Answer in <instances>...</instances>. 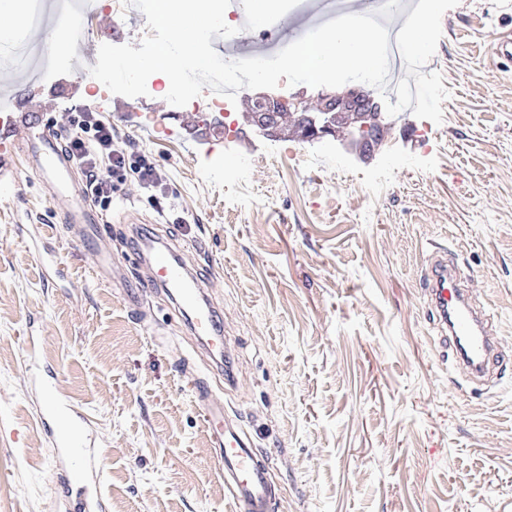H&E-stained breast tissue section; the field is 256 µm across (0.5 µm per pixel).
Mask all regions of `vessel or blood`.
Listing matches in <instances>:
<instances>
[{"mask_svg": "<svg viewBox=\"0 0 512 512\" xmlns=\"http://www.w3.org/2000/svg\"><path fill=\"white\" fill-rule=\"evenodd\" d=\"M217 45L225 57L235 60L253 55L245 31L218 40ZM48 61L47 55L39 54L0 77V100L8 102L20 116L19 122L0 127V141H10L30 167L39 171L53 196L65 200L62 224L80 226L79 242L87 247L101 237V220L86 206L89 193L84 182L73 178L75 166L61 139L62 125L55 118L29 111L17 91L19 82L35 83ZM136 259L146 270L137 288L126 277L117 276L111 255L97 254L93 272L108 284H120L131 303L143 287L165 293L199 345L208 353L223 355V330L208 297L207 283L198 277L185 255L153 236L137 240ZM459 283L456 268L444 261L436 262L428 279V305L439 315L443 333L450 335L456 361L466 365L473 377L485 378L493 375L496 359L485 339L491 316L470 303ZM26 351L31 389L42 399L39 420L54 449L53 465L63 476L61 512H106L107 501L101 493L103 453L91 434L90 419L58 389L56 375L43 363L38 337H27ZM194 398L208 423L211 445L220 452L224 492L232 512H270L273 496L269 472L257 456L252 435L228 419L223 398L204 378H195ZM87 485L94 486L93 495L72 497V488Z\"/></svg>", "mask_w": 512, "mask_h": 512, "instance_id": "vessel-or-blood-1", "label": "vessel or blood"}]
</instances>
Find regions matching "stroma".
<instances>
[{
    "mask_svg": "<svg viewBox=\"0 0 512 512\" xmlns=\"http://www.w3.org/2000/svg\"><path fill=\"white\" fill-rule=\"evenodd\" d=\"M425 72L449 96L442 123L404 110L368 159L348 138L263 136L229 106L224 138L206 96L169 104L112 94L72 67L68 27L27 93L48 115L96 112L117 147L145 153L169 190L158 212L128 178L100 249L126 263L135 227L174 239L210 275L235 387L172 319L96 281L26 163L0 184V512H57L54 450L25 363L36 321L58 386L92 418L109 512H229L224 481L180 361L210 375L270 465L276 512H512V69L491 54L512 0H459ZM145 15L96 0L77 38L139 46ZM188 114L193 127L175 116ZM39 224L67 274L47 281L18 227ZM447 253L494 317L505 362L482 385L443 365L423 305L434 253Z\"/></svg>",
    "mask_w": 512,
    "mask_h": 512,
    "instance_id": "stroma-1",
    "label": "stroma"
}]
</instances>
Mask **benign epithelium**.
Returning <instances> with one entry per match:
<instances>
[{"mask_svg": "<svg viewBox=\"0 0 512 512\" xmlns=\"http://www.w3.org/2000/svg\"><path fill=\"white\" fill-rule=\"evenodd\" d=\"M252 111L267 112L274 118L279 112H302L306 126L313 132L315 138L327 136L337 137L340 131L336 129V113L345 112L362 121L361 144L363 151L370 154L375 144L384 141L390 125L381 117V105L372 98L362 86L348 88L342 92H323L320 94V106L316 113H308V108L300 100H290L268 89L259 93L255 98Z\"/></svg>", "mask_w": 512, "mask_h": 512, "instance_id": "benign-epithelium-1", "label": "benign epithelium"}]
</instances>
